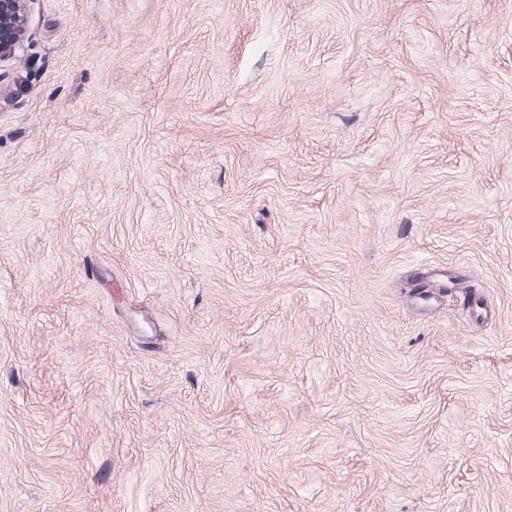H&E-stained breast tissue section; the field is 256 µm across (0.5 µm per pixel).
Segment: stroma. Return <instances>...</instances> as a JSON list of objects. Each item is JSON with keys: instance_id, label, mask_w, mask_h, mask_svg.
Returning <instances> with one entry per match:
<instances>
[{"instance_id": "35a3bbf8", "label": "stroma", "mask_w": 512, "mask_h": 512, "mask_svg": "<svg viewBox=\"0 0 512 512\" xmlns=\"http://www.w3.org/2000/svg\"><path fill=\"white\" fill-rule=\"evenodd\" d=\"M6 68L0 512H512V0H33Z\"/></svg>"}]
</instances>
